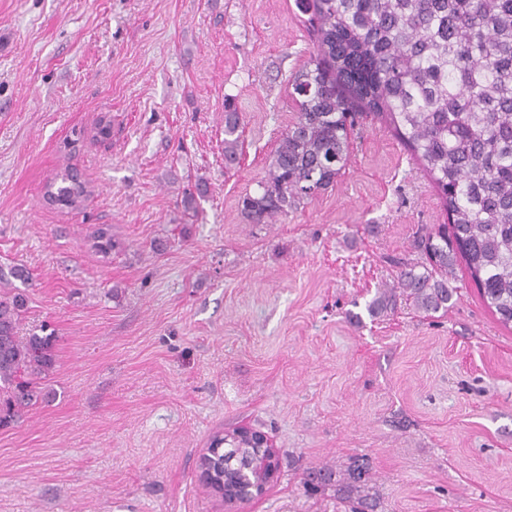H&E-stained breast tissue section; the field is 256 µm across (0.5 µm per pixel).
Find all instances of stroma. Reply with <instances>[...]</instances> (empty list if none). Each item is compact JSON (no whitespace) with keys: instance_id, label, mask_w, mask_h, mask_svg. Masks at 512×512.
<instances>
[{"instance_id":"35a3bbf8","label":"stroma","mask_w":512,"mask_h":512,"mask_svg":"<svg viewBox=\"0 0 512 512\" xmlns=\"http://www.w3.org/2000/svg\"><path fill=\"white\" fill-rule=\"evenodd\" d=\"M301 20L295 0H0V296L27 294L21 333L59 338L46 398L0 427V512H344L305 482L358 458L377 512H512V328L460 266L445 316L367 311L447 221L394 133L364 117L333 186L272 224L241 216L296 116ZM102 115L111 139L65 151ZM68 163L87 196L45 206ZM240 426L281 468L227 504L198 463ZM240 128V118L236 111L234 99H224V162L226 165H233L237 161V150Z\"/></svg>"}]
</instances>
